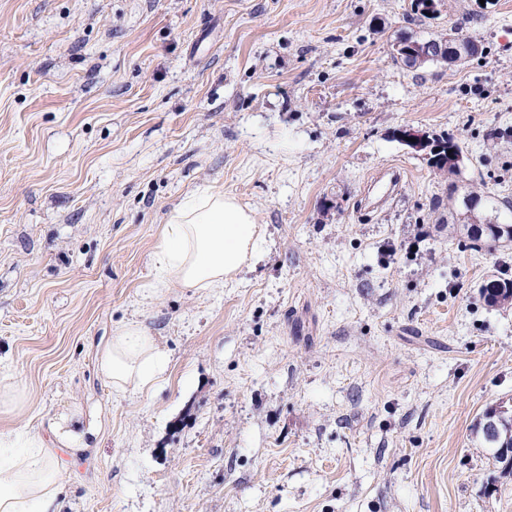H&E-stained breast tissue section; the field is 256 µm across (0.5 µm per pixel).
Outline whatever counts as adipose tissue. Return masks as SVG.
Segmentation results:
<instances>
[{
	"label": "adipose tissue",
	"mask_w": 512,
	"mask_h": 512,
	"mask_svg": "<svg viewBox=\"0 0 512 512\" xmlns=\"http://www.w3.org/2000/svg\"><path fill=\"white\" fill-rule=\"evenodd\" d=\"M262 239L254 212L234 195L198 188L163 227L153 288H222L257 258ZM167 363L155 338L135 320L115 326L97 346L98 373L119 396H151L167 379ZM52 432L49 441L37 430L0 427V512H60L55 446L88 447L93 432L75 415L56 420Z\"/></svg>",
	"instance_id": "adipose-tissue-1"
}]
</instances>
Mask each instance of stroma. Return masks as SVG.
I'll list each match as a JSON object with an SVG mask.
<instances>
[{"mask_svg":"<svg viewBox=\"0 0 512 512\" xmlns=\"http://www.w3.org/2000/svg\"><path fill=\"white\" fill-rule=\"evenodd\" d=\"M453 28L487 55L394 63ZM405 128L453 135L459 176ZM202 185L255 211L261 256L154 293ZM468 190L512 199V0H0V425L91 426L57 448L62 512H512L473 434L512 400V306L479 295L512 248L460 249ZM130 318L170 356L150 398L98 375ZM466 39V42L473 46L478 47L479 50L477 52H473L469 58L459 59L457 57H453L452 55H449L451 53H465V52H472L471 46H465L459 42H457L455 45H448L446 41H443L442 43L438 41L430 42L432 40H441L445 37L440 38H429V39H419L412 36H407L400 38L395 44H393V53L392 58L396 64H399L400 66L409 68V69H418L422 68L429 64H441V65H448V67L451 66H459L463 65L467 62H469L474 57H477L478 55H481L483 53V47L480 43V41H477L476 39H473L469 36H463ZM430 42L427 47L425 48L424 53L422 52L420 56L418 57V62L431 60V59H439L443 56H448L445 61H439L436 63L433 62H425V63H416V55L419 54V51L422 50L423 46ZM23 401V392L19 382L5 368L0 371V409L5 412L18 408ZM52 432L57 443L72 448H90V437L94 432L86 427L84 422L76 416H63L56 420L52 426Z\"/></svg>","mask_w":512,"mask_h":512,"instance_id":"stroma-1","label":"stroma"}]
</instances>
